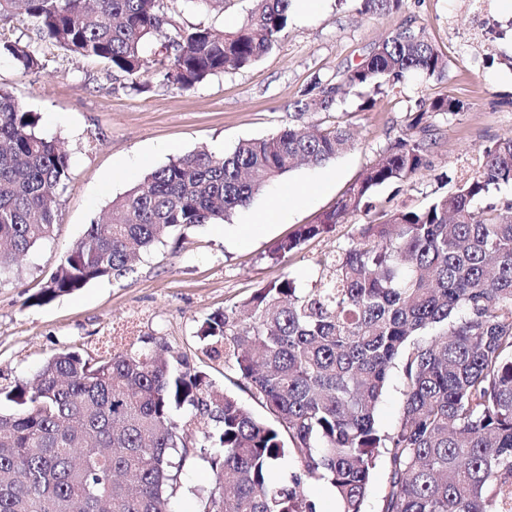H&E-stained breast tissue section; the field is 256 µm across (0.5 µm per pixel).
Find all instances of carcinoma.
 Segmentation results:
<instances>
[{"label": "carcinoma", "mask_w": 512, "mask_h": 512, "mask_svg": "<svg viewBox=\"0 0 512 512\" xmlns=\"http://www.w3.org/2000/svg\"><path fill=\"white\" fill-rule=\"evenodd\" d=\"M291 0H254L229 31L167 32L165 0H0V26L24 14L35 37L98 59L132 81L188 90L251 65L284 35ZM365 15L405 0H358ZM0 55L26 73L45 62L22 33ZM444 56L422 26L406 22L357 64L316 78L298 114L329 112L344 90L395 87L408 74L440 76ZM448 95L407 113L395 140L336 205L280 241L285 260L369 207L384 184L428 166L431 123L454 115ZM353 143L340 125L294 124L239 142L217 157L180 156L112 200L29 303L44 305L105 277L187 227L216 224L298 164L322 165ZM69 158L37 119L0 88V274L51 237ZM512 137L479 150V164L420 210L395 208L362 224L347 248L320 262L314 287L284 276L239 306L211 315L198 337L232 363L271 420L257 417L207 374L155 350H74L49 358L31 380L0 389V512H168L176 471L210 472L194 490L198 512H319L308 492L326 481L340 512H365L373 470L388 479L380 512H496L512 482ZM403 408L391 433L375 415L393 369ZM291 456L296 471L273 477Z\"/></svg>", "instance_id": "obj_1"}]
</instances>
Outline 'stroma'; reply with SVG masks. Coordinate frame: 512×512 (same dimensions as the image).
Wrapping results in <instances>:
<instances>
[{"instance_id":"stroma-1","label":"stroma","mask_w":512,"mask_h":512,"mask_svg":"<svg viewBox=\"0 0 512 512\" xmlns=\"http://www.w3.org/2000/svg\"><path fill=\"white\" fill-rule=\"evenodd\" d=\"M251 8V0H229L220 11L172 0L168 15L181 29L225 30ZM408 20L425 26L448 68L439 78L408 75L369 110L358 94L338 101L334 114L354 134L349 150L326 166L293 170L223 223L190 227L181 240L141 253L126 277L90 282L43 306L29 304L113 198L177 157L200 150L221 157L241 140L275 134L294 122L296 103L315 77H332L356 64ZM35 47L46 58L45 69L27 73L1 56L0 86L36 113L39 131L66 151L70 180L57 199L51 238L0 275L1 386L29 380L65 349L98 357L104 342L120 336L138 349L165 346L207 372L216 386L251 403L249 392L236 388L234 370L209 358L197 338L205 319L286 274L301 287H314L320 261L348 247L359 225L394 208H421L450 191L476 169L480 148L512 135V7L506 0H407L405 11L380 16L359 14L356 0H318L308 11L292 9L271 54L188 91L137 93L100 62L72 58L45 41ZM437 95L460 100L463 109L450 118H432L427 168L380 187L370 208L330 235L309 240L288 260L272 259L282 239L314 223L405 133L410 109ZM307 183L315 186L307 201H284L283 192ZM273 206L279 219L239 241L238 228Z\"/></svg>"}]
</instances>
